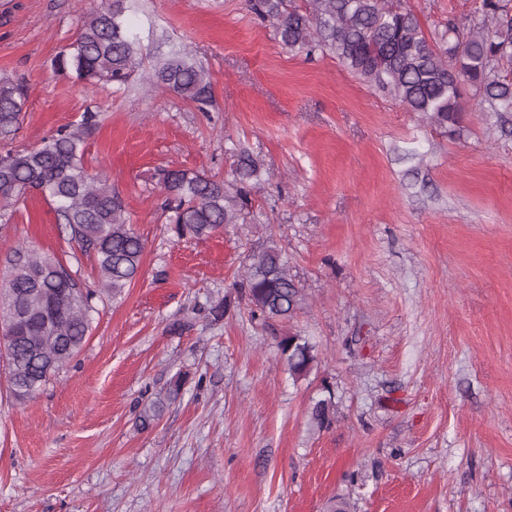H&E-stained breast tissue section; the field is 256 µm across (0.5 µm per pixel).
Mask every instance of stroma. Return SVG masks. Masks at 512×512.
Here are the masks:
<instances>
[{"mask_svg":"<svg viewBox=\"0 0 512 512\" xmlns=\"http://www.w3.org/2000/svg\"><path fill=\"white\" fill-rule=\"evenodd\" d=\"M481 2L402 0L428 33ZM104 4L0 0V76L27 92L12 146L97 112L85 164L145 242L130 287L96 301L85 346L32 400L0 365V512H324L335 496L354 512H512V112L466 97L449 134L335 56L282 46L246 0H139L148 59L189 51L205 108L139 74L89 89L54 64ZM239 147L261 164L245 220L179 237L159 171L229 181ZM271 241L305 297L286 321L252 317L235 287ZM21 245L95 285L36 193L0 226V284ZM221 300L223 320L204 317ZM291 333L318 350L299 380L277 353ZM331 409H333V401L331 392L328 391V397L317 400L312 407L309 416L311 425L319 431L327 428L331 423Z\"/></svg>","mask_w":512,"mask_h":512,"instance_id":"obj_1","label":"stroma"}]
</instances>
